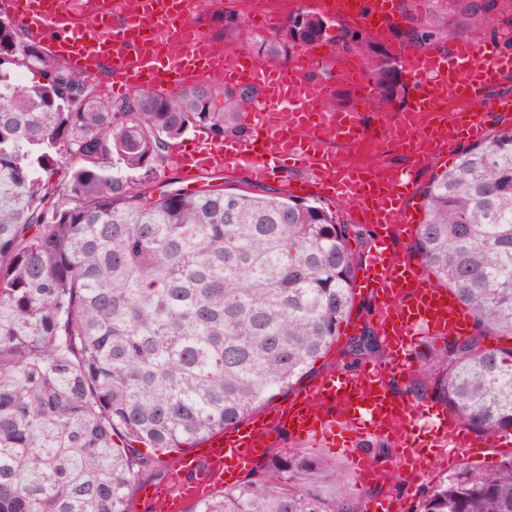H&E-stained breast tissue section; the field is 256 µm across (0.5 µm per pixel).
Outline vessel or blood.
Wrapping results in <instances>:
<instances>
[{"label": "vessel or blood", "mask_w": 512, "mask_h": 512, "mask_svg": "<svg viewBox=\"0 0 512 512\" xmlns=\"http://www.w3.org/2000/svg\"><path fill=\"white\" fill-rule=\"evenodd\" d=\"M385 3L357 0L354 15L367 29L379 14L386 23H394L396 13ZM11 8L25 20L32 36L54 32L51 49L71 68L85 72L107 68L116 94L143 85H179L200 76L227 85L260 86L261 98L243 114L247 138L217 144L197 135L190 148L173 156V168L187 182L203 172L230 167L246 168L256 181L268 180L288 166L300 168L308 172L309 186L316 194L349 205L356 222L373 225L377 232L355 286L377 301L379 330L392 344L390 356L353 376L326 373L274 413L255 414L210 437L205 448L181 454L166 480L143 487L150 512H189L213 488L239 481L283 432L296 440L325 442L337 431H352L356 446L348 455L355 482L362 488L382 475L380 467L357 448L359 442L375 436L392 438L399 449L392 467L410 484L426 475L415 448L423 434L433 443L452 446L457 462L512 452V435L478 437L452 414L413 404L389 386L391 378L414 372L420 337L446 340L471 331L467 314L453 298L426 279L413 262L395 255L391 234L399 229L411 237L417 233L407 201L423 158L435 161L460 142L482 139L490 115L512 112L511 97L488 94L512 74L511 52L472 41L458 43L446 54L398 45L396 54L405 66L409 96L396 105V117L375 131L362 118L376 95L367 79L359 81L357 107H332L333 87L308 79L306 64L297 62L286 70L245 49L224 47L203 34L202 22L186 0H96L90 24L78 21L71 0H11ZM444 103L455 107L456 134L436 143L429 156H422L406 116L433 111ZM374 135L381 145L411 160L410 166L395 169L391 183L382 189L372 170H339L334 155L325 148L327 139L335 138L356 149Z\"/></svg>", "instance_id": "vessel-or-blood-1"}]
</instances>
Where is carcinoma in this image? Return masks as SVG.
Instances as JSON below:
<instances>
[{
  "label": "carcinoma",
  "mask_w": 512,
  "mask_h": 512,
  "mask_svg": "<svg viewBox=\"0 0 512 512\" xmlns=\"http://www.w3.org/2000/svg\"><path fill=\"white\" fill-rule=\"evenodd\" d=\"M449 1L456 31H475L486 5ZM308 17L266 36L226 12L224 43L285 63L330 39L331 20ZM405 21L419 50L448 40L431 13ZM336 42L362 55L382 102L398 98L403 65L388 49L360 30ZM30 70L41 80H19ZM259 96L198 80L114 100L0 15V512H130L149 454L243 421L341 336L362 263L356 225L285 193L152 188L187 132L246 137L241 115ZM422 207L413 250L473 330L433 345L405 391L478 436L512 431V347L487 344L512 339V126L458 150ZM373 317L340 369L384 357ZM359 449L378 463L395 454L378 436ZM331 471L290 453L191 512H360L342 473L334 491L317 485ZM409 512H512V456L461 463Z\"/></svg>",
  "instance_id": "obj_1"
}]
</instances>
